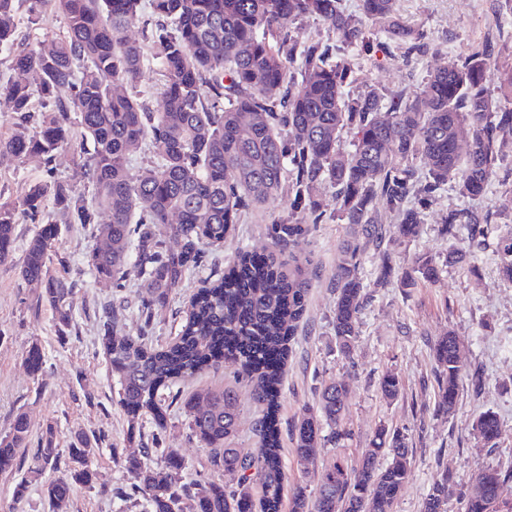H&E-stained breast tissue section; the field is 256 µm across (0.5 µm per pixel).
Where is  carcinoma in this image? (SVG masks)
Returning a JSON list of instances; mask_svg holds the SVG:
<instances>
[{"label": "carcinoma", "mask_w": 512, "mask_h": 512, "mask_svg": "<svg viewBox=\"0 0 512 512\" xmlns=\"http://www.w3.org/2000/svg\"><path fill=\"white\" fill-rule=\"evenodd\" d=\"M21 1L31 24L53 6L64 17V31L24 44L17 27ZM398 2L359 0L353 13L345 0H150L154 28L138 41L128 30L139 19L142 0H0V50L13 56L14 70L39 75L35 91L20 80L0 84V96L16 114L12 132L0 136V158L36 154L49 162L61 148L92 146L89 153L79 151L77 163L91 179V197L53 180L28 185L16 202H0V264L13 247L17 212L38 221L19 275L43 287L59 325L70 326L72 294L68 282L50 271L60 225L93 224L95 237L110 241L107 249L93 247L88 265L95 277L113 282L133 267L148 295L140 310L148 324L169 292L200 266L201 243H223L243 210L264 204L283 188L292 196L291 217L271 227L274 250L239 251L230 274L205 282L195 294L171 342L156 346L147 336H118L114 311H105L101 341L130 431L147 416L157 433L165 431L168 405L162 390L216 361L218 344L263 406L254 426L259 448L243 456L230 447L239 418L234 389L193 394L184 407L189 430L208 449L213 468L236 479V486L213 479L185 483L187 464L176 449L143 446L125 457L134 483L120 497L130 506L142 497L151 512H255L258 506L260 512H281L286 490L289 512H394L414 460L405 435L379 428L357 465L335 461L319 474L312 496L302 485L285 488L276 410L283 367L309 293L302 263H311L291 254L285 262L280 255L326 220L351 226L353 237L340 246L333 274L332 317L338 349L351 358L367 302L363 258L384 241L383 214L393 216L397 237L415 238L423 211L446 188L472 197L486 192L497 174L500 149L512 136V110L497 111L485 87L488 72L500 70L501 86L512 101V67L500 68L498 55L487 47L429 73L412 96H388L374 87L351 96L346 91L354 81L351 58L332 63L329 46L293 35L297 21L314 15L342 35L351 51L373 57L390 42L409 58L424 52V43L402 18ZM374 22L383 24L387 42L368 37ZM148 55L165 73L154 111L138 89ZM117 83L129 90L114 93ZM63 86L70 89L66 99L57 95ZM35 92L41 100L37 115ZM346 131L353 133L350 150L342 146ZM145 146L156 162L132 180L127 166ZM420 158L424 171L417 165ZM322 187L335 190L333 214H326ZM48 196L56 216L42 218ZM100 211L107 215L103 224L95 223ZM443 224L448 263L469 265L474 244L492 233V212L450 209ZM167 236L177 248L166 245ZM494 256L501 282L512 286V230L497 234ZM438 272L433 255L418 254L401 268L385 250L373 286L381 288L395 276L402 286H413L419 279L434 280ZM432 356L435 409L450 416L461 391L478 394L486 379L465 364L460 340L451 331L433 344ZM400 387L392 373L380 380L387 398L397 396ZM348 394L344 384L328 385L319 395L318 411L298 419L295 454L304 469L314 465L326 444L338 445L350 435ZM27 433L26 415L19 413L12 431L0 437V473L16 470ZM472 434L497 447L502 435L497 414L479 412ZM67 452L68 469L42 484L53 507L69 501L77 487L97 484L90 439L77 434ZM154 454L161 456L156 465ZM58 460L49 431L38 449V465L14 485V500L23 499L31 479ZM255 484L261 489L258 505ZM454 496L462 500L463 512H512V467H478L472 490L461 493L452 468L444 465L421 512H448Z\"/></svg>", "instance_id": "cac0c4a2"}]
</instances>
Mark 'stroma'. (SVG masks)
Here are the masks:
<instances>
[{"mask_svg":"<svg viewBox=\"0 0 512 512\" xmlns=\"http://www.w3.org/2000/svg\"><path fill=\"white\" fill-rule=\"evenodd\" d=\"M400 10L406 21L422 31L426 52L407 59L395 48L378 67L365 57H355L356 80L348 88L350 94L373 84L388 94L414 93L430 70L452 66L473 46L486 42L500 52L502 61L512 64V0H400ZM76 160V152L70 149L55 153L48 165L38 157L21 162L0 159V201L16 199L25 184L52 177L72 181L77 192L91 193L88 179L73 176ZM464 207L487 209L503 220H512V141L504 146L497 175L484 195L466 197L449 188L424 211L418 238L409 243L387 242L397 264L407 265L417 254L445 256L448 238L442 217L450 209ZM291 212V198L284 192L260 208L246 211L223 244L204 246L200 267L169 293L148 325L140 317L145 295L140 281L131 276L118 288L97 280L87 262L96 243L91 227L63 225L50 268L74 290L72 321L65 328L59 325L53 307L42 300L41 288L25 284L19 277L36 226L18 216L12 253L0 264V436L10 432L15 415L21 412L28 417L29 431L19 470L0 473V512H53L42 495L40 481H32L19 502L12 499L13 486L34 467L38 445L48 433L61 456L56 468L45 469L44 476L56 477L67 465L66 450L78 432L99 441L93 457L99 486L77 488L60 512H149L147 504L131 509L115 496L133 482L124 458L139 443L131 439L113 391L100 340L101 308L107 305L116 310L118 335L134 338L145 334L156 345L168 343L184 323L189 301L202 282L224 276L239 249L268 252V225L287 219ZM349 232L348 225L330 220L316 225L294 247L295 254L312 258L306 269L311 288L279 388L276 420L282 458L289 480L315 491V478L303 476L294 453V426L304 410L316 409L323 385L346 383L353 435L340 447L321 449L317 468L336 459L356 465L378 428L399 431L412 438L415 461L395 512H421L439 462L451 464L455 481L464 491L471 487L478 466H512V288L499 281L489 246L476 253L477 273L444 264L431 282L404 288L399 281H391L372 290L359 318L354 355L345 359L336 348L332 326L336 299L332 273L339 245ZM450 331L463 343L465 362L484 372L486 386L478 395L462 391L454 415L446 416L434 410L436 365L431 346ZM34 346L43 355V369L36 376L24 363ZM234 370L227 362L178 383L177 389L186 397L199 389L219 390L234 383L240 415L232 445L249 455L258 446L254 423L262 412L250 387L235 383ZM388 372L401 380L400 393L393 400L386 399L379 388L381 376ZM486 409L496 412L501 423L502 438L494 449L471 433L474 415ZM161 445L178 449L184 457L185 482L218 478L208 450L191 437L180 404L168 410Z\"/></svg>","mask_w":512,"mask_h":512,"instance_id":"stroma-1","label":"stroma"}]
</instances>
